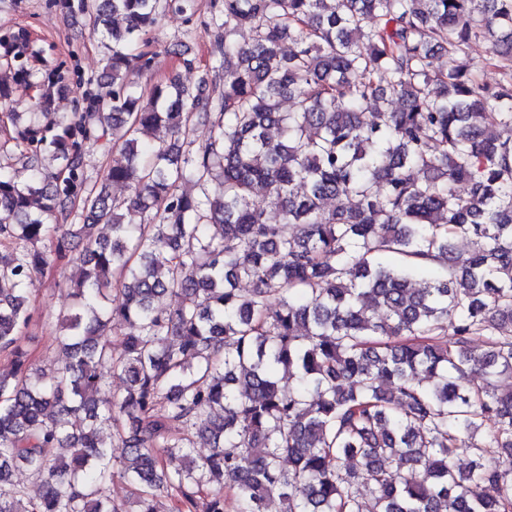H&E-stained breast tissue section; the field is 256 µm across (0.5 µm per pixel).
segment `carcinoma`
Segmentation results:
<instances>
[{
	"label": "carcinoma",
	"instance_id": "1",
	"mask_svg": "<svg viewBox=\"0 0 512 512\" xmlns=\"http://www.w3.org/2000/svg\"><path fill=\"white\" fill-rule=\"evenodd\" d=\"M59 2L106 33L109 82L64 115L58 73L21 115L0 79V155L29 171L21 185L0 163V512H227L226 489L232 512H512V138L490 133L512 128V0H210L208 93L140 82L146 32L192 21L195 0ZM482 37L495 85L433 66ZM35 55L23 30L0 38V70L28 80ZM110 132L125 163L91 186L86 148ZM63 266L73 305L47 374L23 343L25 286ZM115 373L126 389L104 400Z\"/></svg>",
	"mask_w": 512,
	"mask_h": 512
}]
</instances>
